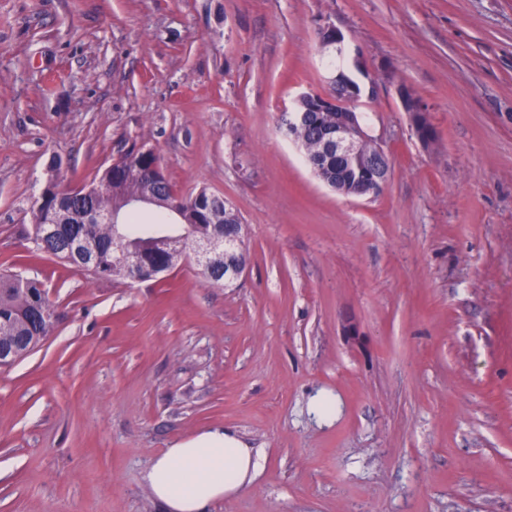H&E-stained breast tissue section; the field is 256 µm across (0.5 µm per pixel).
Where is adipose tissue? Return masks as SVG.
Returning a JSON list of instances; mask_svg holds the SVG:
<instances>
[{
    "mask_svg": "<svg viewBox=\"0 0 512 512\" xmlns=\"http://www.w3.org/2000/svg\"><path fill=\"white\" fill-rule=\"evenodd\" d=\"M264 462L235 434L216 428L173 444L145 480L167 512H205L249 485Z\"/></svg>",
    "mask_w": 512,
    "mask_h": 512,
    "instance_id": "obj_1",
    "label": "adipose tissue"
}]
</instances>
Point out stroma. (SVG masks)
<instances>
[{"instance_id":"1","label":"stroma","mask_w":512,"mask_h":512,"mask_svg":"<svg viewBox=\"0 0 512 512\" xmlns=\"http://www.w3.org/2000/svg\"><path fill=\"white\" fill-rule=\"evenodd\" d=\"M323 23L377 83L376 198L277 128L325 85ZM135 143L238 210L232 287L34 255L51 159L88 182ZM0 268L62 315L0 368V512H164L146 469L216 427L265 468L209 512H512V0H0ZM397 92L404 111L408 112L410 115L412 126L419 139L424 144H432L436 139L434 126L428 123L425 114L423 115L425 118L424 120H422L421 117H417L415 114L417 112H427V110L422 105H413L412 100L416 94L408 87L401 85L398 87ZM370 176V181H364L365 187L368 188L369 191H374L376 187H380L384 189L386 186L391 166L388 154L383 146L379 144V148L376 153L371 155L367 161L365 166H362Z\"/></svg>"}]
</instances>
